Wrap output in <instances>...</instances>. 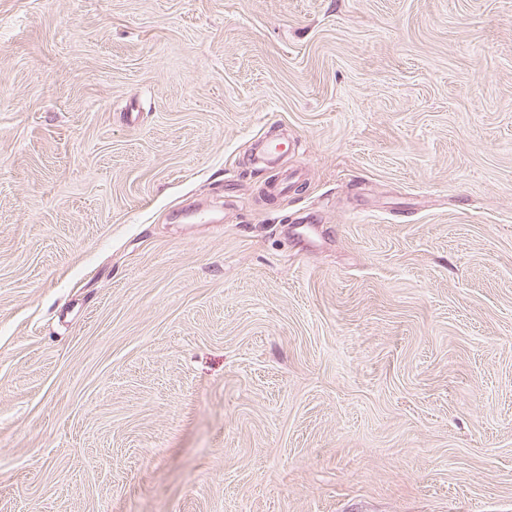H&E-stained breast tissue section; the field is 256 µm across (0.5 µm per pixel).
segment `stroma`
I'll use <instances>...</instances> for the list:
<instances>
[{
    "label": "stroma",
    "instance_id": "obj_1",
    "mask_svg": "<svg viewBox=\"0 0 512 512\" xmlns=\"http://www.w3.org/2000/svg\"><path fill=\"white\" fill-rule=\"evenodd\" d=\"M0 512H512V0H0Z\"/></svg>",
    "mask_w": 512,
    "mask_h": 512
}]
</instances>
